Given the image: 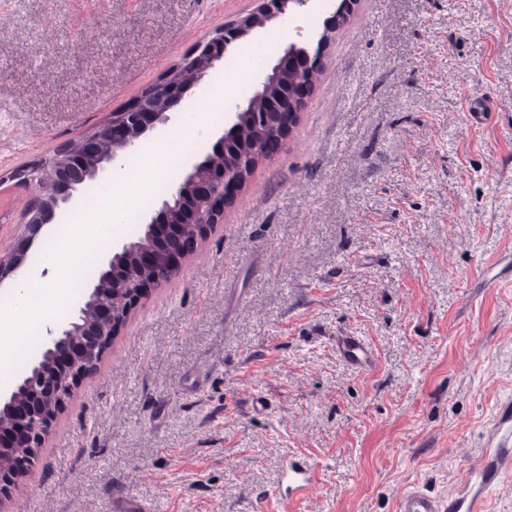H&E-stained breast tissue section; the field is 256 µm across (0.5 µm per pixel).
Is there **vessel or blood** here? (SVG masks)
I'll return each mask as SVG.
<instances>
[{"mask_svg":"<svg viewBox=\"0 0 512 512\" xmlns=\"http://www.w3.org/2000/svg\"><path fill=\"white\" fill-rule=\"evenodd\" d=\"M336 353L357 372L373 369V348L363 337L352 333L337 336ZM285 492H303L316 480L314 466L304 457H288L285 464ZM512 478V400L501 403L496 418L487 430V444L482 458L472 466L459 490L450 497L431 494L415 487L405 491L396 502L395 512H486L490 490Z\"/></svg>","mask_w":512,"mask_h":512,"instance_id":"1","label":"vessel or blood"}]
</instances>
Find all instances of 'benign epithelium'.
<instances>
[{
    "label": "benign epithelium",
    "instance_id": "1",
    "mask_svg": "<svg viewBox=\"0 0 512 512\" xmlns=\"http://www.w3.org/2000/svg\"><path fill=\"white\" fill-rule=\"evenodd\" d=\"M309 0L270 2L231 26L236 38L265 28L268 21L304 7ZM358 0H347L345 7L324 27L312 43L293 44L264 76L248 105L235 113L230 131L248 135L258 162L270 158L291 134L312 86L298 63H322V49L331 33L354 11ZM232 40L220 41V51L194 52L191 64L199 78L223 58ZM183 63L161 77L158 99L152 110L137 112L131 104L114 112L98 134L89 133L58 146L60 153L53 168L42 178L41 191L26 216L23 239L11 259L0 263V282L13 276L26 262L27 252L45 226L73 200L83 181L94 179L104 165L115 162L140 137L157 124L169 121L179 105L177 92L188 88L180 72ZM235 159L224 154V141L213 153L193 167L186 177L185 192L163 200L156 217L145 225L149 244L127 242L114 253L101 277L72 316L49 331L48 354L35 362L15 391L0 398V495H5L21 477L30 456L43 446L53 422L64 409L67 396L81 378L91 373L98 360H89V345L106 350L124 327L127 317L141 298L158 287L170 271L191 255L215 224L224 219V209L246 185L248 178L237 172Z\"/></svg>",
    "mask_w": 512,
    "mask_h": 512
}]
</instances>
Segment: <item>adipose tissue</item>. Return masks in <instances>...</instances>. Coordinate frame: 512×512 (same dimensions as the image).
Segmentation results:
<instances>
[{"label": "adipose tissue", "mask_w": 512, "mask_h": 512, "mask_svg": "<svg viewBox=\"0 0 512 512\" xmlns=\"http://www.w3.org/2000/svg\"><path fill=\"white\" fill-rule=\"evenodd\" d=\"M155 177V170H148L140 181L131 186L127 184L123 174H116L112 189V211L108 218L94 224L69 225L66 233L69 249L52 254L50 261L57 269L55 281L44 282L38 272L33 271L17 284L14 292V315L7 324L5 335L0 337L1 365L13 359L17 336L30 333L35 328L44 329L51 320L52 307L66 302L67 285L76 269L72 251H88L97 241L110 237L124 221L127 196L133 192L143 193Z\"/></svg>", "instance_id": "1"}]
</instances>
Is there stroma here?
<instances>
[{"instance_id":"35a3bbf8","label":"stroma","mask_w":512,"mask_h":512,"mask_svg":"<svg viewBox=\"0 0 512 512\" xmlns=\"http://www.w3.org/2000/svg\"><path fill=\"white\" fill-rule=\"evenodd\" d=\"M261 3L0 0V257L39 193L11 171L102 126ZM335 9L311 0L236 41L120 164L140 176L146 153L159 182L185 178L263 73ZM116 167L29 249L45 281L61 226L111 208ZM161 201L129 195L135 223L76 264L101 272ZM504 256L512 0H359L290 136L131 311L0 512H113L119 494L151 512H394L415 484L453 493L512 398V283L477 286ZM344 332L374 349L371 374L337 356ZM291 454L317 482L285 499Z\"/></svg>"}]
</instances>
